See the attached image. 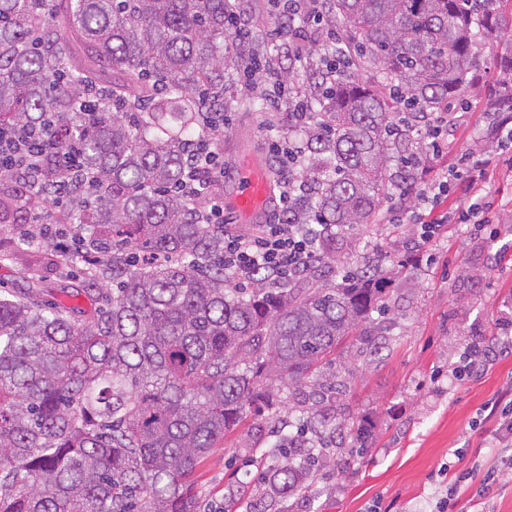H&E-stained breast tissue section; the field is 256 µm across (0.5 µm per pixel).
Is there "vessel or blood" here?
Segmentation results:
<instances>
[{
    "mask_svg": "<svg viewBox=\"0 0 512 512\" xmlns=\"http://www.w3.org/2000/svg\"><path fill=\"white\" fill-rule=\"evenodd\" d=\"M236 180L231 208L242 221H253L271 202L273 188L269 174L255 154L246 153L237 158Z\"/></svg>",
    "mask_w": 512,
    "mask_h": 512,
    "instance_id": "obj_1",
    "label": "vessel or blood"
}]
</instances>
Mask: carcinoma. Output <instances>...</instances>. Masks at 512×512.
<instances>
[{"mask_svg": "<svg viewBox=\"0 0 512 512\" xmlns=\"http://www.w3.org/2000/svg\"><path fill=\"white\" fill-rule=\"evenodd\" d=\"M248 0H0V129L54 119L45 155L77 146L98 193L75 198L59 224L91 258L81 287L91 308L40 299L41 279L0 294V512H198L190 477L247 412L275 404L282 383L311 401L307 427L273 446L264 473L291 494L321 468L343 430L336 382L317 365L336 341L388 312V271L341 264L338 243L375 223L399 177L405 139L392 105L450 107L473 68L476 36L504 21L501 0H323L355 65L373 80L326 67L336 47L283 53L263 37L238 50L225 28ZM287 55L303 73L305 119L288 113L298 189L288 223L317 224L315 261L272 288H239L224 271V225L205 224L176 186L191 170L186 137L224 143L233 74ZM0 170V220L33 199ZM161 260L141 266L139 253Z\"/></svg>", "mask_w": 512, "mask_h": 512, "instance_id": "obj_1", "label": "carcinoma"}]
</instances>
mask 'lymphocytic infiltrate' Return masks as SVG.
<instances>
[{
  "instance_id": "lymphocytic-infiltrate-1",
  "label": "lymphocytic infiltrate",
  "mask_w": 512,
  "mask_h": 512,
  "mask_svg": "<svg viewBox=\"0 0 512 512\" xmlns=\"http://www.w3.org/2000/svg\"><path fill=\"white\" fill-rule=\"evenodd\" d=\"M52 125L28 132L22 129L0 132V169L9 171L18 190L30 192L43 189L42 164L44 143L53 138ZM195 164L193 173L184 179L181 191L190 198L204 197L209 201L205 212L207 223L224 227V269L236 281L247 283L258 273L285 279L305 269L316 257L315 241L306 224L287 223L286 204L289 190H282V206L269 223L257 231H243L241 225L224 220L222 194L216 193L224 176L218 150L204 137L193 139ZM493 165L491 157L467 153L463 168L427 170L421 158L409 164V173L392 185L389 193L390 210L399 213L402 201L413 199L411 214L420 226L419 237L431 241L441 225L452 223V210L443 208L451 189L458 188L473 196L469 213L476 223H483L485 189ZM487 420L495 421L492 443L498 450L497 469L512 472V392L503 391L483 407Z\"/></svg>"
}]
</instances>
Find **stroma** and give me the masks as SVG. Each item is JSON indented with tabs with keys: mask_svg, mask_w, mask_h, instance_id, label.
I'll return each mask as SVG.
<instances>
[{
	"mask_svg": "<svg viewBox=\"0 0 512 512\" xmlns=\"http://www.w3.org/2000/svg\"><path fill=\"white\" fill-rule=\"evenodd\" d=\"M512 56V30L501 29L475 44V63L453 108L448 148L434 167L452 168L468 151L495 157L489 182L492 204L487 225L445 224L437 237L421 242L409 223L372 225L354 234L344 253L350 264L378 259L392 273L384 297L389 312L371 330L381 357L365 353L355 337L341 341L323 371L337 384L336 405L348 428L367 426L364 447L354 448L350 469L327 467L308 489L272 496L257 483L259 468H272L269 449L280 435L297 433L303 415L294 396L280 390L255 433L246 417L200 460L194 491L200 512H435L448 481L472 470L453 512H474L472 500L483 491L494 512H512V474L485 482L494 451L487 436L493 425L480 419L483 404L512 387V353L501 356L481 375L454 377L468 347L499 333L512 320V150L481 139L490 104L500 88V62ZM269 82L242 86L243 104L229 111L224 127V195L236 189L233 160L250 152L267 159L272 141L281 139L288 120L251 106L267 96ZM58 211L37 203L27 224H0V290L23 283V274L42 275L45 288L62 279L79 282L87 264L53 270L51 254L36 246L55 227ZM35 238L19 241L21 234Z\"/></svg>",
	"mask_w": 512,
	"mask_h": 512,
	"instance_id": "1",
	"label": "stroma"
}]
</instances>
